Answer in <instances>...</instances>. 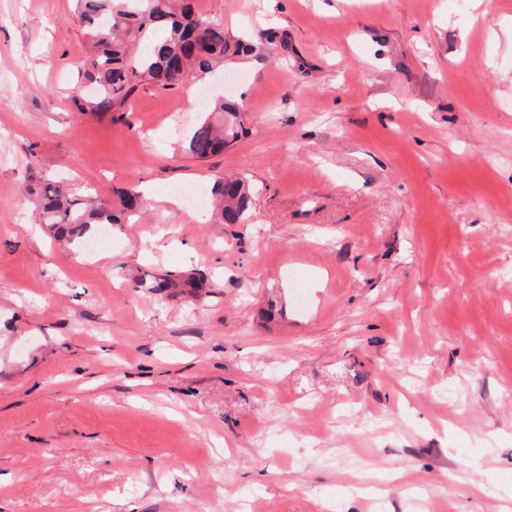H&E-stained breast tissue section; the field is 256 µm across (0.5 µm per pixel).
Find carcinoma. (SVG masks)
Instances as JSON below:
<instances>
[{"instance_id":"obj_1","label":"carcinoma","mask_w":512,"mask_h":512,"mask_svg":"<svg viewBox=\"0 0 512 512\" xmlns=\"http://www.w3.org/2000/svg\"><path fill=\"white\" fill-rule=\"evenodd\" d=\"M78 18L91 47L82 75L93 86L89 98L76 100L78 110L109 116L117 122L131 106L134 94L146 86L172 88L194 73L206 75L224 63L254 50L244 39H232L224 25L175 6V0H75ZM239 107L218 100L187 140L194 158L205 160L224 151L238 137ZM216 198V221L242 224L251 203L246 179L217 178L211 188ZM28 195L36 201V218L54 235L74 242L92 224H129L146 209V200L134 188L117 195L118 204L75 194L52 177L32 178ZM137 287L162 292L167 288L199 287L196 278L170 271L150 272Z\"/></svg>"}]
</instances>
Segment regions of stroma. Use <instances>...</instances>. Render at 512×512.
<instances>
[{"mask_svg":"<svg viewBox=\"0 0 512 512\" xmlns=\"http://www.w3.org/2000/svg\"><path fill=\"white\" fill-rule=\"evenodd\" d=\"M188 2L260 57L113 122L73 0H0V512H512V0ZM33 171L150 208L90 254ZM239 107L235 102L218 100L208 116L197 124L187 140V150L194 158L205 160L224 151V146L238 137ZM216 198V221L219 224H242L251 203L250 186L243 177H218L211 188ZM144 278L135 281L136 287L152 288L156 292H163L167 288H179L180 286H189L190 288H200L196 278L188 277L184 279L182 275L170 271L162 273L150 272L144 274Z\"/></svg>","mask_w":512,"mask_h":512,"instance_id":"1","label":"stroma"}]
</instances>
